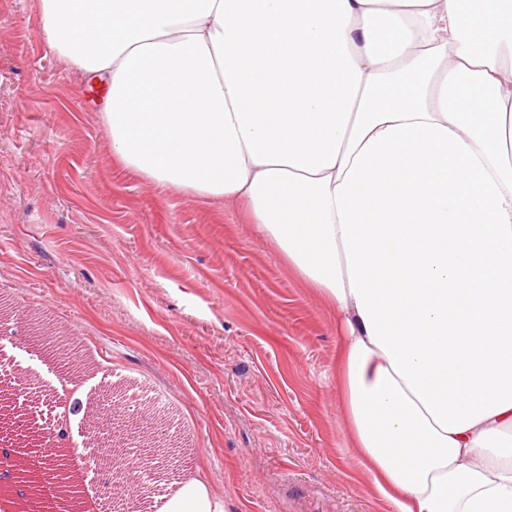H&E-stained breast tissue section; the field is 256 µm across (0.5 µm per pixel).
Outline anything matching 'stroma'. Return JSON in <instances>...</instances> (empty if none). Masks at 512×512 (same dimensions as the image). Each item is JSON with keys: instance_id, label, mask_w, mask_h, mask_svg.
I'll return each mask as SVG.
<instances>
[{"instance_id": "35a3bbf8", "label": "stroma", "mask_w": 512, "mask_h": 512, "mask_svg": "<svg viewBox=\"0 0 512 512\" xmlns=\"http://www.w3.org/2000/svg\"><path fill=\"white\" fill-rule=\"evenodd\" d=\"M95 81L48 50L38 0H0V393L25 371L66 374L26 317L78 347L84 385L149 386L180 424L188 477L226 512H394L359 464L338 382L329 301L243 208L141 178L116 161ZM68 404L23 395L34 428L66 417L59 454L82 500L112 480L84 470Z\"/></svg>"}]
</instances>
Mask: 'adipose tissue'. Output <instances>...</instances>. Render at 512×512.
I'll use <instances>...</instances> for the list:
<instances>
[{"instance_id":"adipose-tissue-1","label":"adipose tissue","mask_w":512,"mask_h":512,"mask_svg":"<svg viewBox=\"0 0 512 512\" xmlns=\"http://www.w3.org/2000/svg\"><path fill=\"white\" fill-rule=\"evenodd\" d=\"M114 156L233 200L335 307L395 512H512V0H39ZM163 512H224L196 478Z\"/></svg>"}]
</instances>
